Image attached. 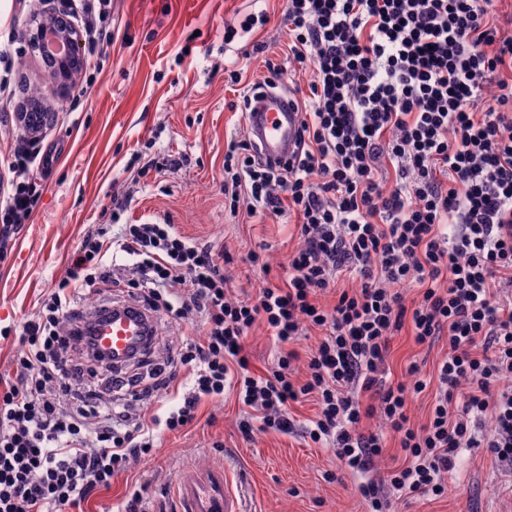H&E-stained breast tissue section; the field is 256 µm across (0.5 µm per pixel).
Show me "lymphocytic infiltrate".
<instances>
[{
  "label": "lymphocytic infiltrate",
  "mask_w": 512,
  "mask_h": 512,
  "mask_svg": "<svg viewBox=\"0 0 512 512\" xmlns=\"http://www.w3.org/2000/svg\"><path fill=\"white\" fill-rule=\"evenodd\" d=\"M498 2L287 0L286 57L311 73L300 149L277 168L249 140L224 150L230 211L297 218L300 244L281 264L280 284L254 253L264 280L231 299L219 253L166 222L127 224L115 239L88 232L66 277L24 322L15 380L0 393V512H83L162 433L192 424L202 400L228 389L248 409L239 430L249 440L291 431L288 405L315 399L307 437L361 476L373 512L445 494L465 449L512 464V387L503 384L512 376V302L501 296L512 286V36L500 32ZM80 8L88 67L112 42V0ZM37 158L21 147L8 163L0 259L38 205L29 176ZM114 251L133 258L134 279L113 278ZM342 277L358 288L323 305L320 293ZM123 284L150 311L197 318L182 336L185 377L143 379L93 350L80 292ZM408 287L417 290L410 300ZM258 322L277 346L262 376L245 349ZM312 329L319 341L299 354L296 342ZM404 329L419 345L448 342L420 426L409 398L431 384L414 363L406 380L388 376L391 338ZM95 378L144 401L143 413L133 421L124 405L102 400ZM161 393L174 401L165 415L153 402ZM376 414L385 432L364 429ZM391 438L403 463L372 475Z\"/></svg>",
  "instance_id": "1"
}]
</instances>
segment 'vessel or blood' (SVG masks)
Segmentation results:
<instances>
[{
  "instance_id": "obj_1",
  "label": "vessel or blood",
  "mask_w": 512,
  "mask_h": 512,
  "mask_svg": "<svg viewBox=\"0 0 512 512\" xmlns=\"http://www.w3.org/2000/svg\"><path fill=\"white\" fill-rule=\"evenodd\" d=\"M305 114L297 100L275 90L252 95L245 113V133L261 160L276 166L291 159L303 134ZM153 331L148 311L132 304L127 314L112 317L97 328L99 346L123 357L132 347H146ZM177 512H242L230 488V477L221 467L184 469L176 483Z\"/></svg>"
}]
</instances>
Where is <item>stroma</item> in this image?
Segmentation results:
<instances>
[{"label": "stroma", "mask_w": 512, "mask_h": 512, "mask_svg": "<svg viewBox=\"0 0 512 512\" xmlns=\"http://www.w3.org/2000/svg\"><path fill=\"white\" fill-rule=\"evenodd\" d=\"M64 6V0H13L0 18V43L12 30L25 36L33 15ZM284 12V0H112L115 38L96 58L94 80H78L65 96L45 79L44 63L31 48L12 65L0 63V83L19 96L37 90L55 114L39 134L55 154L51 169L37 178L38 207L11 255L0 261V329L11 332L0 338V391L14 376L21 325L65 277L86 233L111 227L114 202L124 205L122 223L167 219L184 236L224 252V274L237 295L260 276L249 252H264L275 268L297 247L292 213L263 222L246 210L233 215L224 209V147L243 132L230 107L237 93L227 85L224 66L242 60L248 80L266 76L265 59L285 57ZM260 14L265 24L241 32L246 18ZM228 28L237 32L230 43L224 40ZM136 150L183 164L143 178L129 163ZM154 318L152 360L163 368L181 347L182 321L164 311ZM447 351L446 341L421 347L404 331L391 340L388 366L398 377L414 362L428 377ZM289 412L291 432L247 441L239 432L244 412L235 393L204 402L191 425L163 434L152 456L115 478L85 512H112L135 482L175 512L173 486L186 466L227 468L245 512H366L359 477L342 469L333 448L303 434L317 412L314 401L291 404ZM401 512H512V465L483 448L463 450L447 494L412 500Z\"/></svg>", "instance_id": "35a3bbf8"}]
</instances>
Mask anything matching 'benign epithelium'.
Instances as JSON below:
<instances>
[{"instance_id":"7a95c632","label":"benign epithelium","mask_w":512,"mask_h":512,"mask_svg":"<svg viewBox=\"0 0 512 512\" xmlns=\"http://www.w3.org/2000/svg\"><path fill=\"white\" fill-rule=\"evenodd\" d=\"M55 32L61 43L56 53L45 54V74L47 78L62 90L74 85L81 68V32L72 27L65 18L57 15L46 17L36 23L31 34V45L37 50L45 49L46 33ZM50 115L44 111L29 112L24 117L26 133L33 135L46 125Z\"/></svg>"}]
</instances>
